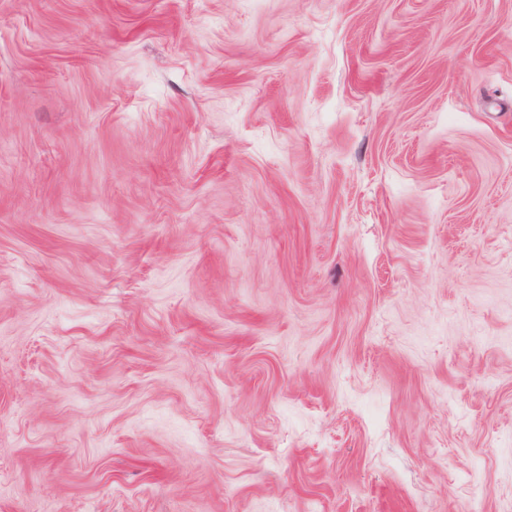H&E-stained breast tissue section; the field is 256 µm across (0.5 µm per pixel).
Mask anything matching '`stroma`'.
<instances>
[{
    "instance_id": "1",
    "label": "stroma",
    "mask_w": 512,
    "mask_h": 512,
    "mask_svg": "<svg viewBox=\"0 0 512 512\" xmlns=\"http://www.w3.org/2000/svg\"><path fill=\"white\" fill-rule=\"evenodd\" d=\"M0 512H512V0H0Z\"/></svg>"
}]
</instances>
